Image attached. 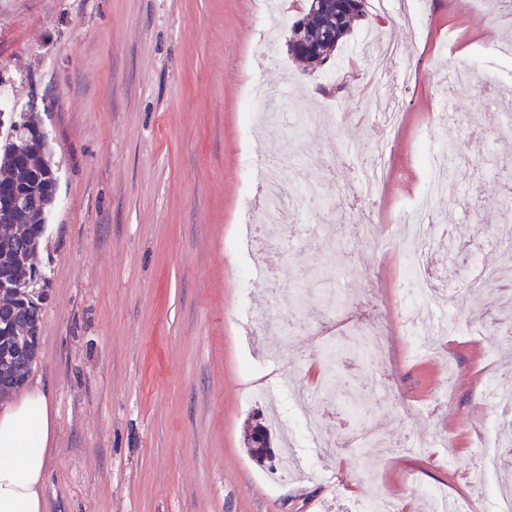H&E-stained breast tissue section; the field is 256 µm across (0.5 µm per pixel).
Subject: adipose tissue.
<instances>
[{
  "mask_svg": "<svg viewBox=\"0 0 512 512\" xmlns=\"http://www.w3.org/2000/svg\"><path fill=\"white\" fill-rule=\"evenodd\" d=\"M56 421L46 394L27 388L0 408V512H43L42 488Z\"/></svg>",
  "mask_w": 512,
  "mask_h": 512,
  "instance_id": "obj_1",
  "label": "adipose tissue"
}]
</instances>
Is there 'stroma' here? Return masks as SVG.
I'll list each match as a JSON object with an SVG mask.
<instances>
[{
	"label": "stroma",
	"mask_w": 512,
	"mask_h": 512,
	"mask_svg": "<svg viewBox=\"0 0 512 512\" xmlns=\"http://www.w3.org/2000/svg\"><path fill=\"white\" fill-rule=\"evenodd\" d=\"M261 0H0V93L12 111L37 105L60 162L58 202L37 264L42 279L38 356L27 379L48 397L57 430L46 461L44 512H364L371 495L397 512H432L436 492L490 499L472 483L481 428L497 417V390L512 387V277L492 289L487 316L454 293L456 264L427 255L435 297L408 271L415 256L401 212L427 188L421 139L456 141L469 165L448 194L465 205L438 218L472 255L495 250L475 237L495 218L512 171L491 176L476 153H511L487 122L486 97L512 113V38L501 0H426L427 24H388L405 48L412 86L381 80L380 103L399 102L386 129L361 122L326 69L288 54L287 30L258 41ZM365 25L336 51L339 83L361 86L372 67ZM475 62L487 96L454 102L442 121L426 72ZM286 91L284 122L243 121L254 78ZM391 150L379 197L354 204L373 143ZM292 151L311 179L332 186L323 211L302 210L280 249H237L256 204L248 162ZM385 225V239L353 241L351 225ZM385 312V347L371 359L342 352L315 407L324 442L316 478L274 479L244 444L264 412L258 385L284 408L312 390L309 366L347 341L369 313ZM370 411L376 436L338 447L349 406Z\"/></svg>",
	"instance_id": "obj_1"
}]
</instances>
